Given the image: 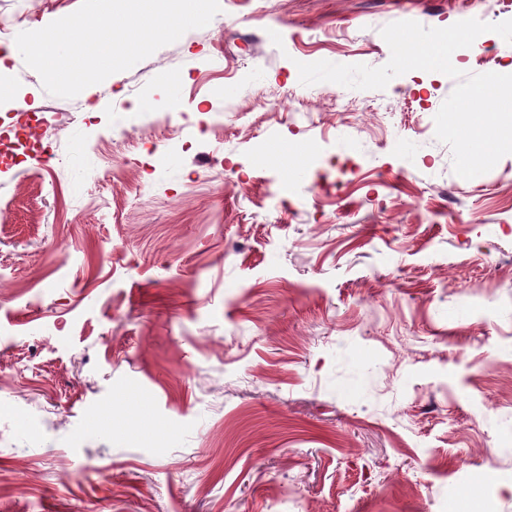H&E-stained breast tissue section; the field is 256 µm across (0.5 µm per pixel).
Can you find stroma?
Masks as SVG:
<instances>
[{
    "label": "stroma",
    "mask_w": 512,
    "mask_h": 512,
    "mask_svg": "<svg viewBox=\"0 0 512 512\" xmlns=\"http://www.w3.org/2000/svg\"><path fill=\"white\" fill-rule=\"evenodd\" d=\"M220 6L71 99L11 64L0 512H512V154L454 173L443 73L296 67L383 66L381 28L478 0Z\"/></svg>",
    "instance_id": "obj_1"
}]
</instances>
